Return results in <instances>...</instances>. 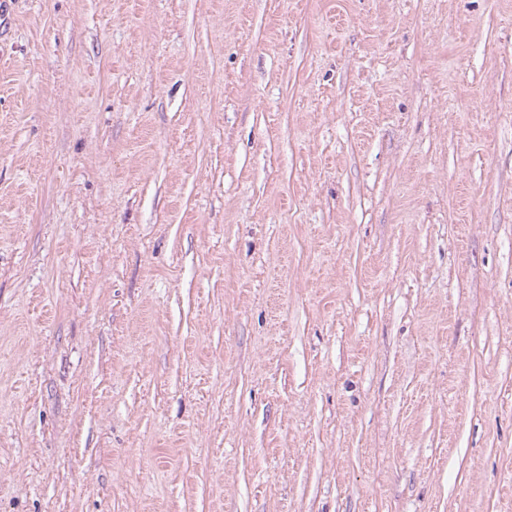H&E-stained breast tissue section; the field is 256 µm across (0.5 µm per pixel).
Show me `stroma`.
Instances as JSON below:
<instances>
[{
	"label": "stroma",
	"mask_w": 512,
	"mask_h": 512,
	"mask_svg": "<svg viewBox=\"0 0 512 512\" xmlns=\"http://www.w3.org/2000/svg\"><path fill=\"white\" fill-rule=\"evenodd\" d=\"M0 40V512H512V0Z\"/></svg>",
	"instance_id": "stroma-1"
}]
</instances>
